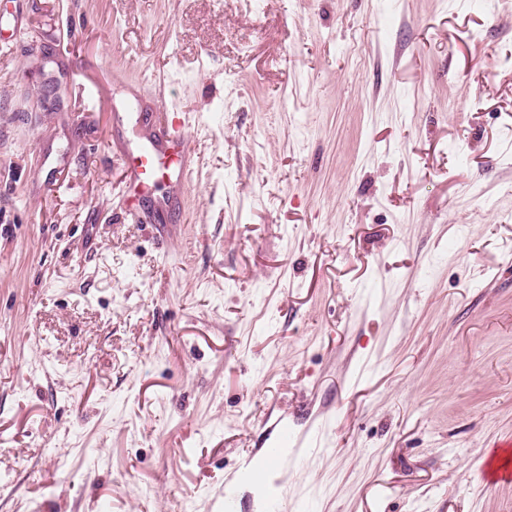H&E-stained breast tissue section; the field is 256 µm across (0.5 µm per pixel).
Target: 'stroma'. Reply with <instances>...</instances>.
Returning a JSON list of instances; mask_svg holds the SVG:
<instances>
[{
  "instance_id": "obj_1",
  "label": "stroma",
  "mask_w": 512,
  "mask_h": 512,
  "mask_svg": "<svg viewBox=\"0 0 512 512\" xmlns=\"http://www.w3.org/2000/svg\"><path fill=\"white\" fill-rule=\"evenodd\" d=\"M509 442L512 0H0V512H512ZM142 145L128 157L130 193L124 211L135 222H145L138 208L145 207L146 193L155 175L162 171L173 190L186 187L193 179L194 156L183 125L168 114L161 103L147 112H136ZM165 172V173H164Z\"/></svg>"
}]
</instances>
